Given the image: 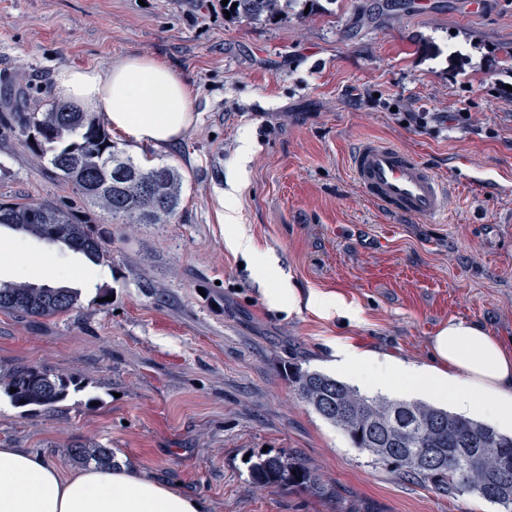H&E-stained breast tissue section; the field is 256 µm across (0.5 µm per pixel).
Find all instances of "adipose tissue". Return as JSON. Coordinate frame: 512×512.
<instances>
[{"label":"adipose tissue","mask_w":512,"mask_h":512,"mask_svg":"<svg viewBox=\"0 0 512 512\" xmlns=\"http://www.w3.org/2000/svg\"><path fill=\"white\" fill-rule=\"evenodd\" d=\"M54 92L64 103L103 111L125 140L164 148L193 125L187 86L165 64L131 56L106 66H60ZM267 304L288 313L307 308L330 318L354 320L359 310L342 296L320 291L299 297L269 283ZM426 365L377 358L349 342L334 346L332 366L361 384L397 394L426 392L460 410L478 413L512 430V345L477 322L452 320L432 336ZM200 498L124 467L89 468L66 476L40 455L0 448V512H207Z\"/></svg>","instance_id":"1"}]
</instances>
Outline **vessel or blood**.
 <instances>
[{
	"label": "vessel or blood",
	"instance_id": "obj_1",
	"mask_svg": "<svg viewBox=\"0 0 512 512\" xmlns=\"http://www.w3.org/2000/svg\"><path fill=\"white\" fill-rule=\"evenodd\" d=\"M350 166L366 196L396 215L438 219L448 213L447 185L403 148L364 140L354 149Z\"/></svg>",
	"mask_w": 512,
	"mask_h": 512
}]
</instances>
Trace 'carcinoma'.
I'll return each instance as SVG.
<instances>
[{
    "mask_svg": "<svg viewBox=\"0 0 512 512\" xmlns=\"http://www.w3.org/2000/svg\"><path fill=\"white\" fill-rule=\"evenodd\" d=\"M320 0H229L234 19L274 20L290 11L304 15ZM21 136L32 153L45 159L65 183L115 224H169L181 203L183 176L171 165L145 168L112 142L95 115L70 104H56L23 117ZM60 244L90 263L106 250L90 225L69 211L44 203L0 204V227ZM80 308V292L68 286L32 282L1 283L0 310L47 317ZM297 395L324 420L340 429L353 447L397 475H412L450 495L474 494L512 512V436L424 402L368 396L319 371L288 366ZM16 392H11V389ZM74 376L20 366L0 378V391L19 408L51 409L79 390ZM81 463L116 464L112 449L85 445L70 449ZM253 483L331 494L303 459L289 452L261 455L250 462Z\"/></svg>",
    "mask_w": 512,
    "mask_h": 512,
    "instance_id": "obj_1",
    "label": "carcinoma"
}]
</instances>
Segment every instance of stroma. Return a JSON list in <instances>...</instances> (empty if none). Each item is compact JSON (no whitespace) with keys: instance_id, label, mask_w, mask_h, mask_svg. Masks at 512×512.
Returning a JSON list of instances; mask_svg holds the SVG:
<instances>
[{"instance_id":"35a3bbf8","label":"stroma","mask_w":512,"mask_h":512,"mask_svg":"<svg viewBox=\"0 0 512 512\" xmlns=\"http://www.w3.org/2000/svg\"><path fill=\"white\" fill-rule=\"evenodd\" d=\"M389 2L330 0L269 22L225 18L208 0H0V203L68 209L110 253L94 265L0 227L17 259L0 281L81 291L80 309L64 314L0 311V376L28 365L81 383L50 410L0 393L1 448L70 475L81 466L69 448L96 443L209 512H500L374 464L285 374L328 372L337 339L423 364L451 319L512 338V0L479 11L471 0H411L400 12ZM129 56L165 63L192 95L195 122L176 144L125 147L182 173L170 224L110 223L17 130L21 113L55 104L59 66ZM409 112L433 120L419 129ZM366 138L413 152L447 182V216L403 218L371 202L350 170ZM229 191L254 257L225 244ZM270 277L302 295L343 294L360 318L270 308ZM265 451L300 455L333 495L254 484L247 459Z\"/></svg>"}]
</instances>
